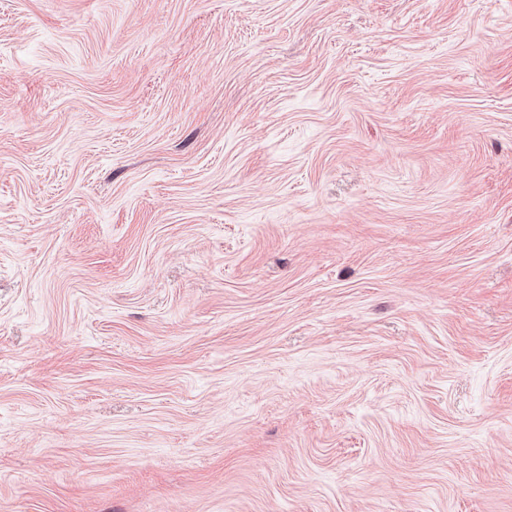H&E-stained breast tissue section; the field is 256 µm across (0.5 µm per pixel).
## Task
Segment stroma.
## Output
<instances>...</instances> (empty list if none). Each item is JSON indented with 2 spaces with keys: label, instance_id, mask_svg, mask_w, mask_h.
<instances>
[{
  "label": "stroma",
  "instance_id": "stroma-1",
  "mask_svg": "<svg viewBox=\"0 0 512 512\" xmlns=\"http://www.w3.org/2000/svg\"><path fill=\"white\" fill-rule=\"evenodd\" d=\"M0 512H512V0H0Z\"/></svg>",
  "mask_w": 512,
  "mask_h": 512
}]
</instances>
